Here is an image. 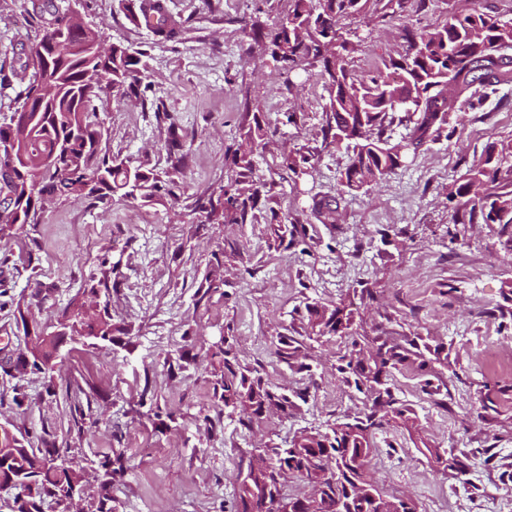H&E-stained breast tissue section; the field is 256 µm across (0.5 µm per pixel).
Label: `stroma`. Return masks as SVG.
<instances>
[{"mask_svg":"<svg viewBox=\"0 0 512 512\" xmlns=\"http://www.w3.org/2000/svg\"><path fill=\"white\" fill-rule=\"evenodd\" d=\"M34 0H0V64H23L35 40ZM126 0H81L85 21L108 42L148 52L143 101L105 99L101 148L150 159L164 170L185 155L175 196L142 204L120 198L49 202L38 224L0 239V424L33 447L67 450L98 490L103 456L121 455L125 473L111 490L116 512H233L236 476L251 448L305 428L326 429L368 408L336 370L355 335L365 344L416 343L422 361L393 370L388 383L402 416L377 430L373 476L384 492L412 499L418 512H512V255L497 224H459L449 184L463 180L487 142L512 138V84L477 111L452 113L450 138L408 151L377 187L338 194L348 158L323 148L326 103L314 72L284 75L254 49L245 26L288 14V0H164L186 22L176 43H156L133 24ZM406 17L386 25L355 20L360 43L350 66L362 76L392 51ZM294 123H286L285 112ZM261 121L269 144L258 170L271 198L251 224H205L197 198L218 195L242 128ZM314 154L309 174L281 165V150ZM336 200L338 220L322 223L319 199ZM147 216L144 224L133 213ZM298 223L289 248L269 246L272 214ZM234 239L243 250L223 295L199 302L213 251ZM114 273L98 305L129 334L94 347L61 348L53 380L17 377L25 348L16 317L25 306L42 321L81 305L101 265ZM366 289L349 334L316 336L306 304L335 306ZM230 334L243 367L273 386L303 393L293 415L259 429L228 417L213 396L206 350ZM297 339L308 369L277 355L280 336ZM500 360L490 364L488 351ZM150 389L160 418L140 415ZM457 468L438 466L422 447Z\"/></svg>","mask_w":512,"mask_h":512,"instance_id":"1","label":"stroma"}]
</instances>
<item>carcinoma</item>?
Masks as SVG:
<instances>
[{
    "instance_id": "1",
    "label": "carcinoma",
    "mask_w": 512,
    "mask_h": 512,
    "mask_svg": "<svg viewBox=\"0 0 512 512\" xmlns=\"http://www.w3.org/2000/svg\"><path fill=\"white\" fill-rule=\"evenodd\" d=\"M285 20L269 29L258 43L280 63L285 74L319 69L328 94L324 147L346 146L348 163L341 174V191L380 185L402 164L410 147L436 141L448 132L457 104L476 110L487 89L512 83V18L503 20L477 9L472 0H455L448 20L436 26H407L402 48L388 55L383 66L359 78L350 59L359 44L346 37L341 21L369 16L378 23L398 13L420 12L426 0H289ZM132 20L139 24L152 9L150 0H129ZM74 11L53 4L38 5L29 14L36 30L28 62L33 72L16 106L0 114V235L14 227L39 223L47 202L55 197L104 201L118 194L127 200L154 201L161 192L175 195L174 175L182 158L160 173L143 160L109 155L100 149L104 136L97 103L110 96L122 101L140 94L147 72V53L123 43H106L103 32L73 25ZM182 23L159 11L149 29L157 40L178 37ZM266 130L260 121L240 134L233 150L230 173L218 197L199 198L194 210L208 224H252L261 201L270 198L271 184L256 173L255 156L265 147ZM311 155L283 156V166L300 176L308 174ZM448 202L456 203L458 224H499L500 248L512 252V139L489 142L460 183L448 186ZM297 231L288 217L269 225L273 244L282 246ZM239 254L238 244L224 243L199 283L200 298H210L228 283L226 260ZM353 303L329 308L306 306L311 329L324 335L350 328ZM18 316L28 337L15 371L24 376L52 377L58 348L49 325L33 322L23 310ZM70 334L85 341H110L129 329L112 323L108 310L88 314L64 311ZM278 354L288 365L307 368V353L281 336ZM398 345L375 350L353 343L341 373L355 376L357 390L372 400L370 412L348 417L327 430H303L288 443L264 444L254 452L270 470L248 459L237 475L235 512H282L280 499L265 489L281 471L305 477L322 472L315 512H375L368 493L383 489L372 475L378 448L375 430L389 416H400L396 399L382 374L407 360ZM205 358L219 365L214 373V398L238 421L250 426L299 409L302 394L273 387L258 373L246 374L235 347L224 337L208 348ZM97 494L84 496L85 512H114L110 489L122 476L121 460L101 463ZM84 474L67 452L53 448L42 454L29 442L0 425V485L13 484L20 492L12 512H42L44 498L60 512H71L72 497L84 492Z\"/></svg>"
}]
</instances>
